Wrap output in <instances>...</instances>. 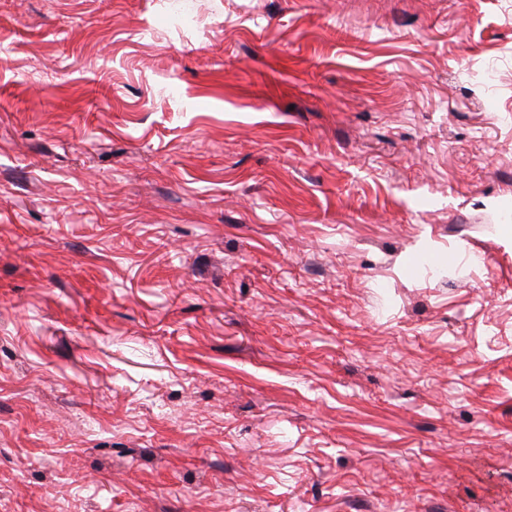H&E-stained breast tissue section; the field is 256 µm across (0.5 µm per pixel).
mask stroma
<instances>
[{
	"label": "stroma",
	"mask_w": 512,
	"mask_h": 512,
	"mask_svg": "<svg viewBox=\"0 0 512 512\" xmlns=\"http://www.w3.org/2000/svg\"><path fill=\"white\" fill-rule=\"evenodd\" d=\"M0 512H512V0H0Z\"/></svg>",
	"instance_id": "1"
}]
</instances>
